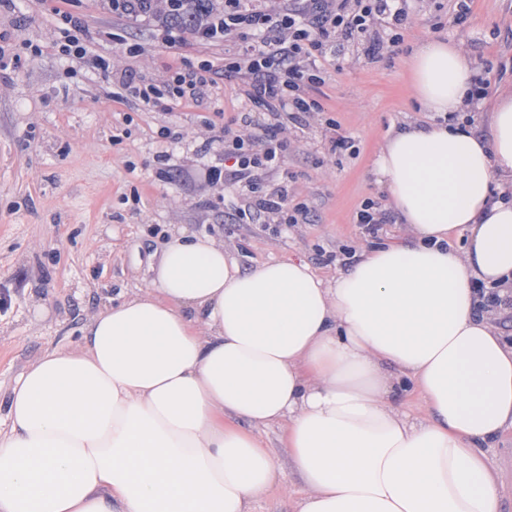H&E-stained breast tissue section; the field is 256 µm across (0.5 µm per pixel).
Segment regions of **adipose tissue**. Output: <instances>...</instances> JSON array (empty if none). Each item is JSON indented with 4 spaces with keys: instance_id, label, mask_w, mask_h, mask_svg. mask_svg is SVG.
Returning a JSON list of instances; mask_svg holds the SVG:
<instances>
[{
    "instance_id": "obj_1",
    "label": "adipose tissue",
    "mask_w": 512,
    "mask_h": 512,
    "mask_svg": "<svg viewBox=\"0 0 512 512\" xmlns=\"http://www.w3.org/2000/svg\"><path fill=\"white\" fill-rule=\"evenodd\" d=\"M411 69L436 119L373 162L411 241L326 280L172 232L148 287L16 379L0 512H252L279 467L237 419L285 426L297 512H499L485 452L512 427V346L473 284L512 286V93L470 121L463 48L427 42ZM405 384L424 418L391 403Z\"/></svg>"
}]
</instances>
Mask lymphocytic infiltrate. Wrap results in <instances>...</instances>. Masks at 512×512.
Masks as SVG:
<instances>
[{"label": "lymphocytic infiltrate", "instance_id": "1", "mask_svg": "<svg viewBox=\"0 0 512 512\" xmlns=\"http://www.w3.org/2000/svg\"><path fill=\"white\" fill-rule=\"evenodd\" d=\"M105 10L131 20L147 19L158 42L181 50L191 44L233 42L224 60L226 77L241 79L242 96L252 106L214 135V121L201 116L209 144L219 145L224 165L184 172V180L202 179L212 187L234 188L238 201L230 217L236 224H306L311 210L297 200L281 171L292 142L289 128L308 126L323 114L315 96L324 65L359 48L364 56L398 44L409 19L410 0H208L207 8L189 11L187 0H101ZM85 21L60 11L50 43L52 51L75 58L80 68L111 73L113 101L146 106L176 105L210 92L216 85L212 61L180 60L160 77L137 75L112 66L92 50Z\"/></svg>", "mask_w": 512, "mask_h": 512}]
</instances>
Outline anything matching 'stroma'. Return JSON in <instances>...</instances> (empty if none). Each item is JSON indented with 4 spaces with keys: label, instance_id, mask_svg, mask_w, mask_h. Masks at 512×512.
Instances as JSON below:
<instances>
[{
    "label": "stroma",
    "instance_id": "35a3bbf8",
    "mask_svg": "<svg viewBox=\"0 0 512 512\" xmlns=\"http://www.w3.org/2000/svg\"><path fill=\"white\" fill-rule=\"evenodd\" d=\"M459 0H426L413 7L398 45L374 59L344 58L326 65L319 89L326 119L349 149L331 152L324 123L303 130L306 148L289 151L284 166L299 199L311 206L309 224H228L219 190L160 169L217 165L221 154L205 150L197 113L225 117L244 111L237 79L220 82L203 102L170 111L133 103L119 105L105 94L100 74L71 73L70 64L48 50L59 17L52 0H17L0 9V38L17 58L0 71V397L46 350L79 343L89 317L107 300L146 287L149 264L170 232L187 229L223 241L241 268L275 259L301 258L326 279L344 269L335 255L368 245L356 222L364 200L389 206L371 172L377 147L392 125L414 119L408 58L415 44L449 39L489 74L490 92H512V0H471L464 25H453ZM105 56L120 54L123 66L159 75L174 57L159 46L146 22H128L102 9L99 0H71ZM123 35L140 45L123 54L112 40ZM43 46L41 56L28 47ZM134 121L125 124V113ZM181 131L180 143L164 146L156 132ZM168 161H160V152ZM138 191L139 206L126 200ZM44 306L36 316V306ZM253 432V431H252ZM278 460L281 477L254 512H295L306 487L292 469L284 428L253 432ZM486 464L497 475L501 512H512V428L506 429Z\"/></svg>",
    "mask_w": 512,
    "mask_h": 512
}]
</instances>
